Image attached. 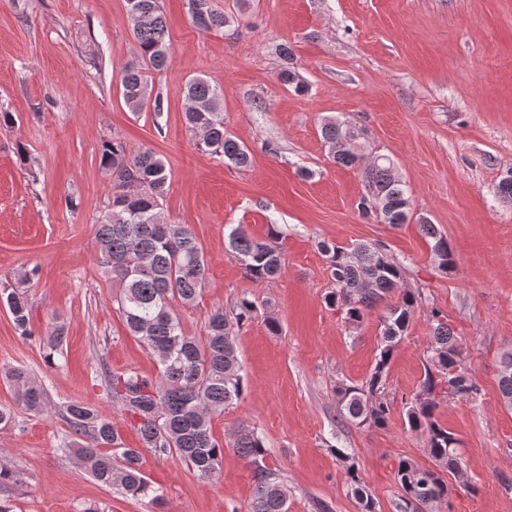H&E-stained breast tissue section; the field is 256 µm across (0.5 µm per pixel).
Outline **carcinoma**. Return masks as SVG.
Here are the masks:
<instances>
[{
    "instance_id": "carcinoma-1",
    "label": "carcinoma",
    "mask_w": 512,
    "mask_h": 512,
    "mask_svg": "<svg viewBox=\"0 0 512 512\" xmlns=\"http://www.w3.org/2000/svg\"><path fill=\"white\" fill-rule=\"evenodd\" d=\"M131 2L125 0L139 55L124 67L122 96L132 112L142 111L151 97L158 111L162 101L160 95L153 94L150 73L163 69L169 58L166 17L160 0H137L142 5L137 15ZM188 10L192 25L200 31L223 28L229 23V17L214 9L210 0H188ZM278 53L284 62L278 72L279 81L298 94L306 93L308 86L295 69L290 47L282 44ZM184 95L185 123L195 136L197 149L237 167L248 166V148L224 132L220 89L204 78H196L187 84ZM359 134L360 129L348 120L331 119L321 126L332 162L361 168L365 194L357 204L359 213L373 214L384 224L406 223L411 201L405 186L394 183L393 160L385 154L377 162L363 164L354 147ZM100 167L111 183L112 193L95 228L98 261L118 288L114 301L128 332L160 365L154 379L135 370L111 374L105 379V391L135 422L142 447L162 454L174 453L198 476L212 478L224 459V443L215 438L212 421L243 399L246 383L234 335L252 317L256 302L243 295L232 317L218 305L207 314L204 340L186 335L176 307L193 306L201 298L207 262L189 225L170 224L162 217L169 179L166 164L148 149L132 154L121 140L114 138L101 143ZM419 229L431 240L438 270L446 274L455 269V253L448 238L423 217L419 218ZM227 243L231 256L249 279L266 282L281 274L284 255L276 232L257 239L237 225L230 228ZM318 248L326 257L334 285L325 302L343 311L345 322H361L387 297L399 292L397 300L387 305L381 316V348L369 377L360 384H344L336 389L343 417L358 426L384 428L391 415V403L384 397L388 365L422 298L411 290H399L404 268L383 242L339 246L320 241ZM36 274L34 269L24 271L16 282L0 287V304L7 306L22 337L34 335L26 284ZM431 316L432 344L419 392L405 403L404 409L409 430L424 437L436 469L422 468L409 458L399 460L395 473L402 491L399 512H440L448 502V476L462 470V453L458 438L437 417L441 404L438 396L448 385L452 395L460 398L469 399L479 392L466 367L464 348L448 320L439 310L431 311ZM52 321L44 358L48 366L56 368L64 360L67 326L57 317ZM501 364L499 387L504 402L511 406L512 354L505 356ZM0 375L17 387V398L28 412L40 415L48 410L46 388L26 369L3 368ZM60 411L69 427L70 441L65 448L74 451L95 481L162 508L163 492L143 473L139 449L124 447L111 421L81 400L63 403ZM232 447L252 468L255 492L248 512H288V494L276 471L265 464V445L255 428L238 425ZM347 481L363 512H375L376 505L352 464L347 468Z\"/></svg>"
}]
</instances>
